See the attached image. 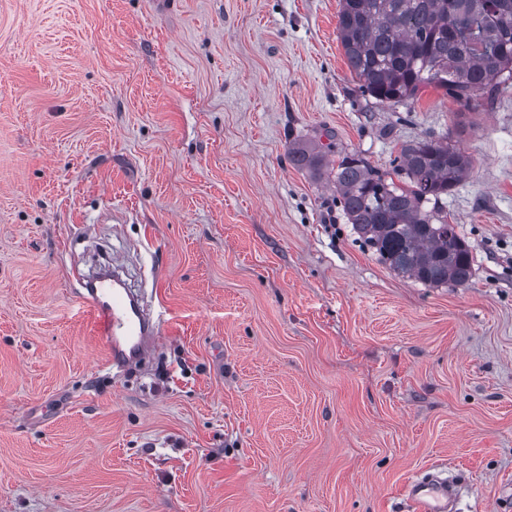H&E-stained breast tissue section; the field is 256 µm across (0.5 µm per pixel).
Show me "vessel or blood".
<instances>
[{
    "mask_svg": "<svg viewBox=\"0 0 512 512\" xmlns=\"http://www.w3.org/2000/svg\"><path fill=\"white\" fill-rule=\"evenodd\" d=\"M80 301L105 343L106 366L124 368L147 357L156 329L149 310L124 295L107 277L89 284ZM452 495L447 479L437 475L414 478L404 488L407 512H448Z\"/></svg>",
    "mask_w": 512,
    "mask_h": 512,
    "instance_id": "obj_1",
    "label": "vessel or blood"
}]
</instances>
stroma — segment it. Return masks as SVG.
Returning <instances> with one entry per match:
<instances>
[{
  "label": "stroma",
  "mask_w": 512,
  "mask_h": 512,
  "mask_svg": "<svg viewBox=\"0 0 512 512\" xmlns=\"http://www.w3.org/2000/svg\"><path fill=\"white\" fill-rule=\"evenodd\" d=\"M341 0H0V512H512V91L364 96ZM447 135L473 276L382 263L323 171ZM160 332L105 367L79 277ZM453 488L437 475L414 478L404 488L408 512H447Z\"/></svg>",
  "instance_id": "stroma-1"
}]
</instances>
